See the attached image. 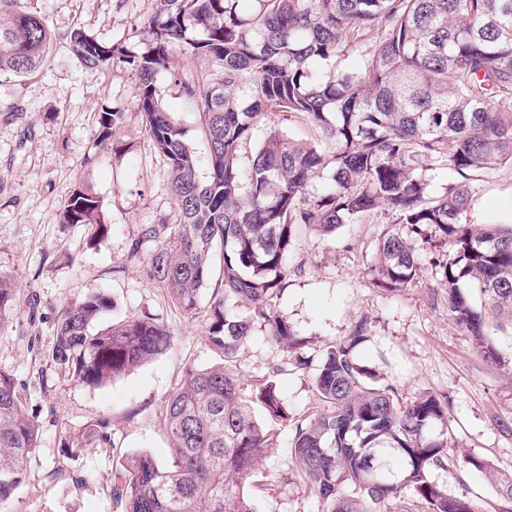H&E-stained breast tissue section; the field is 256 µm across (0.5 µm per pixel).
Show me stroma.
<instances>
[{
  "label": "stroma",
  "mask_w": 512,
  "mask_h": 512,
  "mask_svg": "<svg viewBox=\"0 0 512 512\" xmlns=\"http://www.w3.org/2000/svg\"><path fill=\"white\" fill-rule=\"evenodd\" d=\"M54 35L49 54L32 74L0 77V274L14 280L20 306L35 304L37 320H13L0 328V370L14 375L30 408L39 414L41 447L27 462L23 483L0 512H113L112 477L127 456L168 455L164 408L182 380L185 365L216 362L203 336L205 314H185L163 286L146 273L158 247L143 231L150 224L174 226L179 213L169 187L165 158L154 148L135 108L137 74L114 61L92 72L72 54L69 34L86 33L133 56L147 51L145 22L156 0H26ZM207 59H174L160 73L161 103L186 133L207 176V145L198 110L181 84L210 73ZM123 113L111 147L95 144L101 109ZM278 127L299 142L314 140L298 115L277 112L259 124L254 142L239 154L248 172L257 140ZM79 186L100 200L108 234L91 237L84 224L60 223L64 203ZM465 224L498 221L499 203L512 199V164L474 174ZM393 216L376 212L342 225L335 236L300 226L293 240L290 269L279 309L295 326L303 352L315 356L339 342L361 318L368 317L370 340L358 361L381 384L393 386L399 402L433 393L447 398L448 455L451 469L432 477L449 494H467L482 512H494L496 489L489 477L464 467L467 456L484 457L512 473V436L499 427L512 417V329L496 332L501 365L486 363L470 336L448 314L444 281L437 263L438 242L414 240L418 277L410 287L388 292L371 274L380 235ZM111 295L116 307L100 326L147 316L170 327V351L106 385L93 387L50 367L59 311L94 293ZM283 353L262 332L239 353L245 393L275 380L289 418L274 425V448L248 487L254 512H321L317 498L298 476L290 459L291 420L320 410L311 369L289 368L273 375ZM110 423L111 444H88L76 456L60 448L63 433L83 430L99 419Z\"/></svg>",
  "instance_id": "35a3bbf8"
}]
</instances>
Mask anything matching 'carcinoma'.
Segmentation results:
<instances>
[{
	"instance_id": "1",
	"label": "carcinoma",
	"mask_w": 512,
	"mask_h": 512,
	"mask_svg": "<svg viewBox=\"0 0 512 512\" xmlns=\"http://www.w3.org/2000/svg\"><path fill=\"white\" fill-rule=\"evenodd\" d=\"M147 29L151 50L124 62L137 72L136 110L168 161L180 215L171 233L164 224L145 229L160 241L147 274L191 316L201 288L218 277L204 339L219 362L184 368L165 405L170 459L128 456L112 479L115 512H254L244 486L273 447V432L248 404L236 367L257 328L294 354L296 365L314 366L324 408L294 421L291 456L321 512H412L419 505L426 512H481L472 498L450 495L431 478L447 466L448 401L426 393L403 404L357 363L369 340L368 317L314 365L276 302L299 225L332 235L384 209L402 228L378 240V286L396 292L411 285L418 271L412 238L434 230L449 245L440 263L448 314L486 362L501 364L487 317L504 316L512 325V225L463 224L460 216L471 200L472 173L512 163V0H159ZM375 29L379 37L366 42ZM51 44V31L24 0H0V76L35 71ZM354 47L357 63L336 68V57ZM70 48L91 71L116 56L81 29L71 33ZM186 54L206 57L218 73L213 81L182 83L201 111L203 180L156 88L158 74ZM273 111L301 116L319 140L301 145L269 130L244 178L238 153ZM121 120L119 112H101L99 145L112 144ZM425 159L448 166L437 196L419 172ZM327 169L334 190L307 199ZM101 212L99 198L78 187L60 223L85 224L100 238L108 232ZM469 286L484 310L474 306ZM240 301L244 314L235 310ZM112 308L106 293L64 307L50 365L101 386L171 348L169 328L148 317L92 332ZM16 314L17 288L0 275V327ZM253 402L271 421L288 420L275 384L266 383ZM40 429L13 375L0 371V504L23 481ZM90 442L111 443L107 422L66 434L60 445L73 455ZM465 463L494 479L495 512H512V474L477 456Z\"/></svg>"
}]
</instances>
